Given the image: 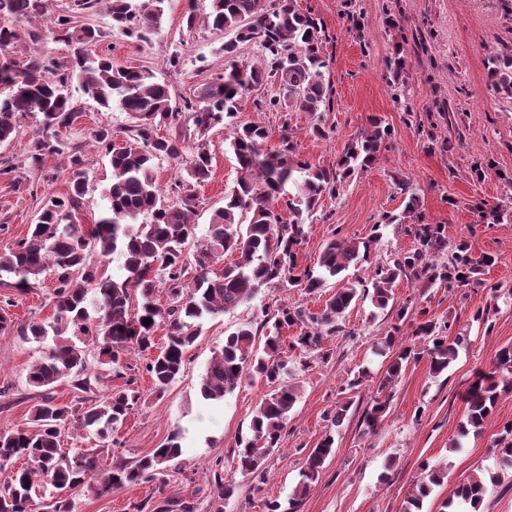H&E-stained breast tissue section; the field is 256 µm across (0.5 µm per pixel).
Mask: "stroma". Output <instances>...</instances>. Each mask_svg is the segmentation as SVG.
Returning a JSON list of instances; mask_svg holds the SVG:
<instances>
[{
    "label": "stroma",
    "mask_w": 512,
    "mask_h": 512,
    "mask_svg": "<svg viewBox=\"0 0 512 512\" xmlns=\"http://www.w3.org/2000/svg\"><path fill=\"white\" fill-rule=\"evenodd\" d=\"M70 0H46L43 18L16 22L21 45L14 58L30 62L32 53L65 60L70 47L51 35L50 21L70 7ZM209 0H169L161 28L142 42L113 29L102 10L77 18L95 29L97 47L122 66L143 67L169 85L173 98H192L195 89L224 71V33L208 26ZM300 11L317 22L330 65L325 73L332 106L321 116L283 113L261 108V100L282 94L278 83L249 91L238 104L237 123L265 125L266 150L281 145L289 132L300 159L320 168L335 167L347 146L381 118L391 134L389 147L365 170L352 176L335 196H323L304 226L298 261L313 263L331 236L361 241L371 236L384 214L402 213L405 200L399 183H410L419 195L417 214L423 223L439 224L449 243L468 240L474 259L489 254L495 264L482 268L479 283L455 292L426 283L401 281L395 288L397 305L408 306L405 320L395 311L375 310L370 297H359L345 314L341 330L322 343V354H292L288 380L300 389L288 414L279 447L267 457L263 477L241 472L235 453L250 433L256 406L268 391L253 375L223 400L203 399L202 377L225 337L240 325L260 322L266 307L288 304L306 313L319 312L336 282L311 293L304 288H264L229 312L208 317L203 332L187 354L179 379L163 395H155L150 378L138 375L141 400L102 452L99 465L113 459L138 460L179 434L182 453L172 462L165 481H152L97 494L84 484L69 491L72 512H134V503L148 498L197 497L199 512H214L207 481L222 468L234 494L224 512H266L269 501L287 503L299 480L310 448L333 433L335 453L315 486L299 500L296 512H401V506L421 477L423 460L446 463L448 477L423 502L422 512H439L443 500L474 469L495 476L481 512H512V471L501 468L495 445L505 423L512 422V394L501 395L481 433L469 435L459 450L450 444L465 418L462 399L472 373L491 369L497 351L512 344V223L479 221L474 206L504 200L506 179L512 176V98L496 93L486 77L488 57L512 48V0H297ZM194 28H187L188 13ZM403 47L406 73L393 79L387 64L396 47ZM178 66H171V57ZM70 99L79 117L66 136L83 148L88 177L81 223L100 216L112 181L107 158L87 147L86 131L98 124L113 130L127 125L124 112L104 111L84 94L78 80L69 84ZM331 127L326 138L315 137L316 122ZM40 125L35 114L20 116L17 133L0 146V162L17 168L20 187L0 179V248L27 235L42 203L69 187L64 157H46L31 164L28 150ZM227 129L218 125L208 134L212 167L209 179L196 187L199 201L197 237L191 249L206 242L214 209L240 175L228 148ZM52 273H44L36 288L22 293L0 288L9 296L10 318L18 323L51 322ZM489 312L488 321L475 320L476 311ZM435 320L451 323L461 337L456 360L442 374H433L427 359L409 362L390 392L388 407L374 431H367L363 413L377 395L388 360L380 341L392 325H400L401 342H409L415 326ZM43 340L0 336V431L23 424L39 396L27 382L30 366L45 356ZM357 387H350V380ZM350 408L340 426L329 418L340 403Z\"/></svg>",
    "instance_id": "stroma-1"
}]
</instances>
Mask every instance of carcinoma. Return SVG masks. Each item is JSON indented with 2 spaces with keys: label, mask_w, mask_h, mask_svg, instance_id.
Returning <instances> with one entry per match:
<instances>
[{
  "label": "carcinoma",
  "mask_w": 512,
  "mask_h": 512,
  "mask_svg": "<svg viewBox=\"0 0 512 512\" xmlns=\"http://www.w3.org/2000/svg\"><path fill=\"white\" fill-rule=\"evenodd\" d=\"M70 14L51 21L58 39L73 47L70 62L32 59L18 68L12 49L19 39L14 22L38 17L45 0H0V86L8 93L0 98V144L16 135V117L34 112L41 116V135L31 145L29 160L39 166L50 155H68L69 189L48 198L41 206L35 224L26 237L14 241L0 252V288L26 292L37 285L48 269L56 282L51 302L50 323L15 324L0 315V335L16 333L36 339L53 336L54 346L41 361L31 365L28 383L41 389L40 400L30 409L27 422L0 433V473L10 469L0 484V512H40L34 501L47 502V512H71L70 502L56 496L75 489L86 478L98 474L99 448H89L80 458L66 455L61 448V432L73 428L96 432L103 437L116 432L133 412L141 398L132 388L136 376L127 373V357L154 347V333L168 328L167 342L154 355L145 358L143 369L154 392L161 394L182 373L186 353L202 332L203 321L218 312H228L250 301L260 288L275 284L280 288L304 287L312 293L330 279L341 287L330 294L322 310L308 315L285 304L273 313L263 312L260 327L270 329L263 350L255 347L254 324L239 327L224 339V346L209 364L201 381V394L208 400H221L248 375L264 378L269 391L254 411L252 436L240 443L238 466L249 474L263 475L264 461L281 438L288 412L297 400V388L284 378L288 352H313L321 349L327 336L338 332L340 320L356 302L359 292L372 293L375 308H395L394 288L403 279L438 284L453 292L476 281L479 264L471 245L460 240L448 262L437 263L436 254L447 248L443 229L435 224H408L403 233L414 237L417 247L399 254L387 263H372L370 252L379 235L364 241L347 242L333 237L326 241L314 263H298L297 247L304 236L305 219L323 195L333 196L356 171L374 162L387 148L389 130L374 118L360 139L349 145L336 168H314L298 159L283 122L282 145L275 152L264 150L270 137L266 127L251 123L234 124L239 100L248 91L268 81H279L283 95L261 102L269 111L315 114L330 106L325 71L329 65L323 51L320 30L313 18L297 8L296 0H210L207 23L217 31H231L224 42V73L202 84L196 100L179 104L169 86L156 80L146 68L122 67L110 56L94 49L97 32L74 24L72 15L87 9H103L113 27L124 34L147 39L160 24L167 0H73ZM253 43L260 48L261 62L241 60L239 47ZM77 77L84 92L103 109L116 107L124 112L129 125L124 133L129 141H114L110 125L100 124L88 132L89 140L104 151L112 168V183L106 191L109 206L92 224H76L72 217L84 206L87 180L79 149L55 138L58 128L68 129L78 118L67 92L68 82ZM488 80L497 91L512 96V51L493 54ZM222 124L232 129L228 146L242 176L224 194V206L213 211L204 247L189 255L183 246L196 236L192 221L198 207L194 187L208 180L212 157L208 132ZM167 127L168 136L159 135ZM197 134L196 145L186 149L182 130ZM185 161L187 177L174 181L170 189L161 188L154 177L159 160ZM294 186V193L285 190ZM479 217L494 223L512 221V208H477ZM288 213L283 220L282 213ZM148 222L132 227L138 216ZM248 223H243V217ZM120 251L124 276L115 278L103 267L104 259ZM234 260L214 270L224 255ZM196 275L186 279L190 265ZM367 271L369 286L350 271ZM167 285L168 303L161 307L154 298L156 279ZM140 299L139 312L129 316L132 298ZM95 306L90 317L86 302ZM150 323L143 324V319ZM76 328L79 339L92 342L97 364L125 379V386L99 397L87 370V351L67 335ZM299 329L293 342L282 336L288 328ZM452 324L429 320L418 324L413 335L424 346L413 343L394 345L400 326H392L385 337L388 347L396 348L393 359L380 379L378 392L391 389L409 361L427 356L436 375L456 360L458 340L448 341ZM67 379L75 390V401L61 404L51 387ZM512 393V345L501 347L493 367L479 370L464 393L465 421L460 435L481 432L499 396ZM388 401L373 400L365 411L367 430L377 429ZM504 435L496 443L504 466L512 469V422L503 426ZM334 438L324 435L310 449L295 487L294 507L317 483L324 464L334 454ZM181 455L178 438L129 465L113 461L112 470L99 477L101 491L149 482L165 473L168 463ZM27 465L14 469L19 459ZM416 492L405 500L403 512H421L422 500L435 486L448 478L447 466L425 462ZM215 512H223L224 499L234 487L213 473ZM487 493L482 470L460 482L453 497L444 504L445 512H480ZM134 512H196L197 506L183 498L144 500Z\"/></svg>",
  "instance_id": "cac0c4a2"
}]
</instances>
